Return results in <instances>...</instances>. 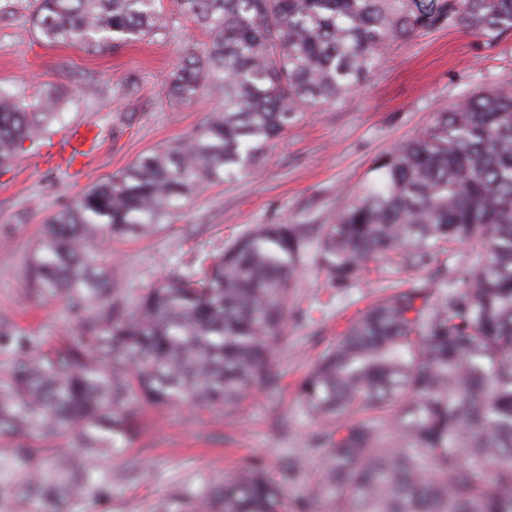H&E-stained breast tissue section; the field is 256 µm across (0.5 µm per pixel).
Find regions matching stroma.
I'll return each instance as SVG.
<instances>
[{
	"label": "stroma",
	"instance_id": "35a3bbf8",
	"mask_svg": "<svg viewBox=\"0 0 512 512\" xmlns=\"http://www.w3.org/2000/svg\"><path fill=\"white\" fill-rule=\"evenodd\" d=\"M34 0H0V91L32 103L46 96L63 114L37 143H24L0 169V319L57 343L73 330L58 300L32 296L27 267L42 224L84 191L141 154L185 137L224 103L210 88L184 102L163 83L186 49L202 53L208 31L165 5V34L117 47L49 46L29 22ZM512 80V36L495 44L459 27L417 33L395 44L366 82L341 104L297 116L250 174L199 191L152 237L102 246L124 287L138 293L171 267L218 251L254 224H328L343 194L360 185L375 160L429 124L441 107L481 87ZM96 127L92 158L70 161L69 130ZM395 279L381 264L362 268L354 287L334 286L314 263L301 270L288 298L311 319L289 317L274 355L275 392L249 393L232 413L185 406L143 407L127 452L112 461L109 512H165L179 489L230 478L248 459L270 470L296 455L301 480L289 498L313 489L322 460L311 447L318 424L297 399L298 383L357 312L385 296Z\"/></svg>",
	"mask_w": 512,
	"mask_h": 512
}]
</instances>
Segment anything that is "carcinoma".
<instances>
[{
    "instance_id": "cac0c4a2",
    "label": "carcinoma",
    "mask_w": 512,
    "mask_h": 512,
    "mask_svg": "<svg viewBox=\"0 0 512 512\" xmlns=\"http://www.w3.org/2000/svg\"><path fill=\"white\" fill-rule=\"evenodd\" d=\"M159 0H38L42 42L101 47L161 34ZM208 29L165 85L183 101L208 86L224 109L181 140L140 155L52 217L27 272L59 297L75 333L40 339L0 320V512H76L112 502V455L144 406L239 405L274 391L271 359L288 296L308 261L339 283L372 259L428 265L475 247L467 277L397 288L322 353L297 392L322 424L323 480L288 500L254 458L233 478L183 487L180 512H512V81L444 107L381 155L331 224H255L197 271H171L136 298L98 244L153 234L202 188L254 168L301 112L345 98L387 47L461 27L492 43L512 34V0H176ZM61 118L52 96L0 92V167ZM314 254H309L312 243Z\"/></svg>"
}]
</instances>
